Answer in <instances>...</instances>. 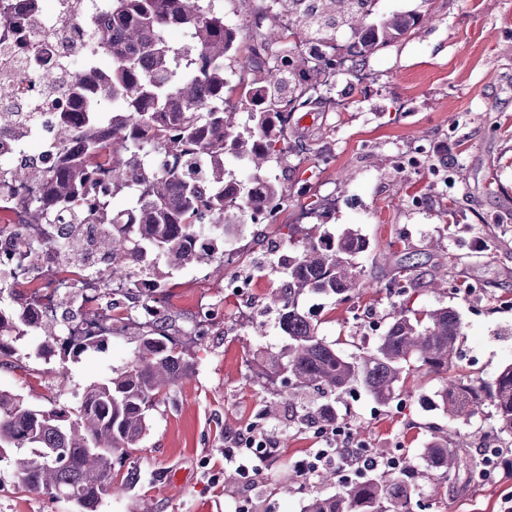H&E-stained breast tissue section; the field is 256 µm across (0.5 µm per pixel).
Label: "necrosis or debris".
Listing matches in <instances>:
<instances>
[{
    "mask_svg": "<svg viewBox=\"0 0 512 512\" xmlns=\"http://www.w3.org/2000/svg\"><path fill=\"white\" fill-rule=\"evenodd\" d=\"M11 8L9 22L0 26V83H13L17 95L0 103V153H15L20 144L35 136L40 147L33 160L47 166L74 133L56 120L57 113L75 109L73 85L97 83V73L85 53L93 29L109 20L111 3L55 0L53 10L47 13L31 0H11ZM39 58L58 70L57 88L45 89L32 78ZM69 245L68 235L58 234L48 244L37 228L14 220L0 227V288L27 285L24 301L33 325L54 320L58 304L65 298L80 310L77 318L60 327L61 336L72 340L109 336L164 314L166 300L136 302L131 298L133 287L124 281H109L102 289L78 288L59 272Z\"/></svg>",
    "mask_w": 512,
    "mask_h": 512,
    "instance_id": "1",
    "label": "necrosis or debris"
}]
</instances>
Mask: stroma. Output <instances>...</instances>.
Returning <instances> with one entry per match:
<instances>
[{
    "label": "stroma",
    "mask_w": 512,
    "mask_h": 512,
    "mask_svg": "<svg viewBox=\"0 0 512 512\" xmlns=\"http://www.w3.org/2000/svg\"><path fill=\"white\" fill-rule=\"evenodd\" d=\"M427 12L415 35L374 55L367 94L339 81L330 96L343 100L302 117L288 141L291 196L279 222L309 226L316 216L304 205L326 201L327 228L359 230L370 243L353 301L309 293L302 307L328 343L351 355L374 347V325H386L394 300L390 281L413 266L429 279L448 268V288L422 289L414 306L455 307L465 324L458 366L491 379L512 363V0H380V13ZM422 145L426 165L407 173L396 151ZM234 242L244 253L251 290L227 288L232 271L214 275L189 267L177 272L182 285L167 293L169 316L184 328L194 315L198 288H210L224 318L206 335L189 340L198 362L195 380L173 388L154 411L147 435L125 461L140 479L115 486L98 512H302L312 495H332L337 482L316 483L303 475L290 484L298 462L326 441L298 429L287 417L274 421L276 451L261 474L225 483L224 436L264 426L267 394L252 375L262 356L282 354L288 338L278 327L273 300L280 276L274 270L286 250L271 224H247ZM136 346L133 333L112 336L98 351L65 365V379L44 372L39 361L21 359L0 368V390L21 394L49 408L71 404L85 385L122 368ZM439 380L414 376L400 396L377 404L363 390L348 402L347 428L370 453L398 456L420 468L430 426L468 435L471 455L488 443L491 408L470 424L449 420L436 404ZM0 512H75L65 499L15 490L13 473L0 462ZM414 512H512V472L476 481L464 491L423 488Z\"/></svg>",
    "instance_id": "1"
}]
</instances>
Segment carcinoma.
<instances>
[{"mask_svg":"<svg viewBox=\"0 0 512 512\" xmlns=\"http://www.w3.org/2000/svg\"><path fill=\"white\" fill-rule=\"evenodd\" d=\"M202 2L112 0V24L92 35L101 72L96 94L111 99L112 136L99 134L95 112L78 121L61 112L59 121L75 126L78 136L55 168L34 164L23 151L0 155V167L10 166L15 185L38 191L32 199L18 198L14 189L0 192V208L16 209L20 223L39 227L48 240L61 222L112 225L110 250L88 271L99 282L143 274L163 293L173 271L221 264L214 245L193 244L196 224L208 216L214 223L211 240L220 243L242 226L251 208L288 196L272 164L287 165L295 115L332 103L323 88L332 83L333 63L320 54L322 44L343 37L352 67L364 70L372 56L412 35L422 22L416 11L372 21L379 0H275L271 13L260 11L262 0H238L251 15L271 21L260 43L244 48L224 14ZM173 27L184 30L185 46L168 42ZM287 38L308 44L309 51L290 50L281 66L268 67L264 47ZM229 63L243 69L234 84L226 77ZM34 71L43 86L57 83L55 67L37 63ZM229 155L246 161L248 182L225 167ZM120 194L129 206L115 210L112 200ZM368 250L369 241L354 228L335 236L313 224L298 246L278 256L281 285L275 299L288 347L257 364L255 375L267 385L286 378L296 390L323 386L338 397L359 386L382 404L395 398L409 375L435 376L442 379L438 397L448 418L468 424L490 406L495 439L512 438V364L489 381L449 376L464 338L460 313L451 306L426 311L410 306L419 288L437 290L448 282V272L423 282L410 267L401 269L392 281L400 303L393 305L371 350L346 356L319 334L302 309L303 296L354 299L361 274L356 257ZM26 328L22 309L0 308V366L20 360L14 342ZM41 329L59 365L106 341L103 336L72 342L58 336L53 324ZM196 373L194 354L166 320L137 329V346L126 365L89 383L71 405L43 409L0 390V461L5 449H13L10 462L19 488L65 498L77 512H97L112 494L115 464L130 456L149 430L151 411ZM346 420L328 400L293 415L299 428L319 432ZM469 447L461 432L450 443L447 431L432 426L416 474L343 478L339 492L311 496L303 512H414L419 488L472 480L477 461L457 452Z\"/></svg>","mask_w":512,"mask_h":512,"instance_id":"carcinoma-1","label":"carcinoma"}]
</instances>
